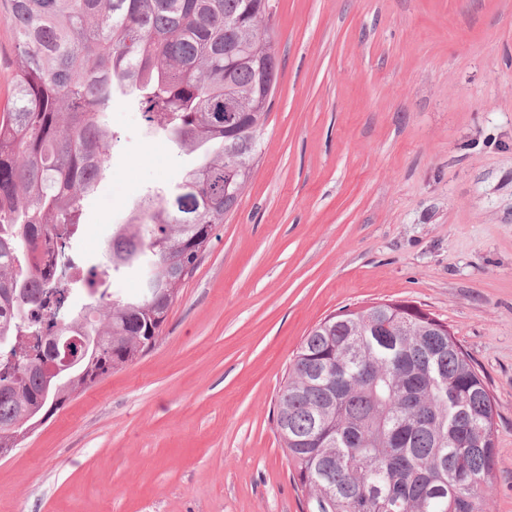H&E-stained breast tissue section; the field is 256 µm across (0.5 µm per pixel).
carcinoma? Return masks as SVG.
<instances>
[{
	"instance_id": "cac0c4a2",
	"label": "carcinoma",
	"mask_w": 512,
	"mask_h": 512,
	"mask_svg": "<svg viewBox=\"0 0 512 512\" xmlns=\"http://www.w3.org/2000/svg\"><path fill=\"white\" fill-rule=\"evenodd\" d=\"M270 16V0H0L18 56L0 110V448L155 345L252 178L278 78ZM118 91L201 162L112 229V273L136 274L139 295L107 294L90 269L92 302L65 313L67 289L30 252L81 224L111 158ZM35 300L54 321L43 347ZM494 417L454 337L377 303L302 339L275 424L305 512H486Z\"/></svg>"
}]
</instances>
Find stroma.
<instances>
[{
	"label": "stroma",
	"instance_id": "obj_1",
	"mask_svg": "<svg viewBox=\"0 0 512 512\" xmlns=\"http://www.w3.org/2000/svg\"><path fill=\"white\" fill-rule=\"evenodd\" d=\"M262 153L155 346L0 458V512H303L275 400L311 328L409 301L495 400L488 512H512V0H271ZM76 247L103 264L200 157L128 99Z\"/></svg>",
	"mask_w": 512,
	"mask_h": 512
}]
</instances>
